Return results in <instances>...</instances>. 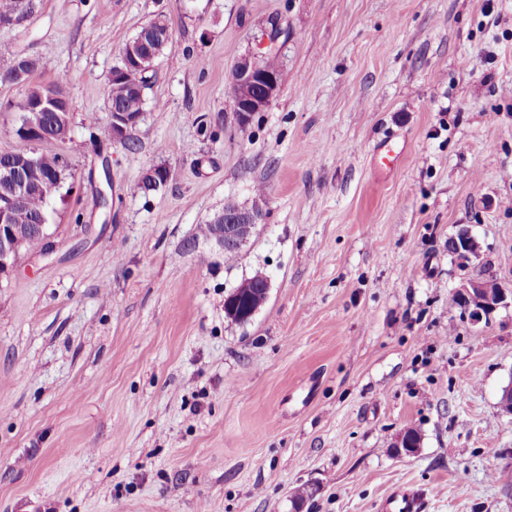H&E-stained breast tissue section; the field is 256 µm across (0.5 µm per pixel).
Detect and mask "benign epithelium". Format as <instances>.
Returning <instances> with one entry per match:
<instances>
[{
	"mask_svg": "<svg viewBox=\"0 0 512 512\" xmlns=\"http://www.w3.org/2000/svg\"><path fill=\"white\" fill-rule=\"evenodd\" d=\"M282 34L281 24L273 20L265 31L266 53L275 55L278 52L277 43ZM153 59H144L137 53V48H130L126 67L112 70L114 81H137L152 69ZM231 97L233 116L237 126L251 122L255 113L263 111L281 88L277 73L267 69L262 64L261 57L255 54L242 56L234 65L231 73ZM140 116L127 112L112 111L109 122L112 126V143L124 144L130 134L138 126ZM20 132L33 140L46 137L42 125L30 120V113L20 118ZM0 179L10 185V191L0 197V278L7 276L16 267L23 252L26 233L11 224L15 208L20 206L26 190L32 185L44 182L37 164L33 159L22 161L16 166L0 168ZM169 171L166 168H150L142 175V183L153 190L167 183ZM222 223L215 225L211 240L223 250L232 245L240 247L252 235L256 226L263 221V211L258 208L241 209L236 213L221 214ZM458 261L465 264L478 256L480 245L472 235L471 230L462 227L455 237ZM457 293L462 302L461 309L468 314L474 324L490 316L497 308L512 303V289L498 287L493 292L489 285L479 278H468L458 287Z\"/></svg>",
	"mask_w": 512,
	"mask_h": 512,
	"instance_id": "1",
	"label": "benign epithelium"
}]
</instances>
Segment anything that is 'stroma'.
Wrapping results in <instances>:
<instances>
[{"mask_svg":"<svg viewBox=\"0 0 512 512\" xmlns=\"http://www.w3.org/2000/svg\"><path fill=\"white\" fill-rule=\"evenodd\" d=\"M0 28V150L30 87L67 93L72 190L48 255L0 280V512H512V307L471 325L464 279L512 288V0H37ZM165 14L134 149L107 78ZM284 30L279 93L248 136L230 74ZM167 185L144 192L149 167ZM264 219L228 258L198 233ZM469 227L468 265L448 238ZM264 273L251 322L224 313ZM414 456L391 447L406 428ZM147 26L154 28L157 33L152 36V39L146 41V44L143 45V50L149 52L150 49L155 50L158 48L160 50V56L167 48L171 39L169 21L166 16L159 15V17L151 20ZM19 55H22V54H19ZM19 55H16L18 57L12 63V60L14 59V57H16V56H14L10 62V65L8 66V68H9L12 63L11 69H12V73H13V81L14 82L21 81L23 78H25L23 81H26L29 79V77L34 72H37L39 70H44L48 66V63L43 58H41L39 56L29 54V55H24V57H21ZM25 57L30 58V61L28 58H25ZM28 62H29V67H28V70L26 73V70H25L26 63H28ZM252 280L254 282L260 284V288L263 289L262 293H261V289H259L258 284L252 282L249 278L243 280L236 288H234V292H236L237 295L239 296V304H238L239 307L249 300H254V296L261 293V299L259 300V302L257 303L256 306L254 305L250 308V310L246 316L247 318L253 316L259 310V308L265 304V302L267 301V298H268L269 288H270V283H269L268 278L265 275H263L262 273L255 274L252 277ZM234 292L231 291L226 296V298L224 300V304H225L226 300L228 301V303H227L228 311L227 312L230 314L231 320L233 319V316H235V306H236L235 298L236 297H234V294H235ZM224 312L227 314V312L225 311V308H224ZM235 317H236V321H237L238 315H236ZM426 493L415 488H399L392 492L382 505L383 512H423Z\"/></svg>","mask_w":512,"mask_h":512,"instance_id":"stroma-1","label":"stroma"}]
</instances>
